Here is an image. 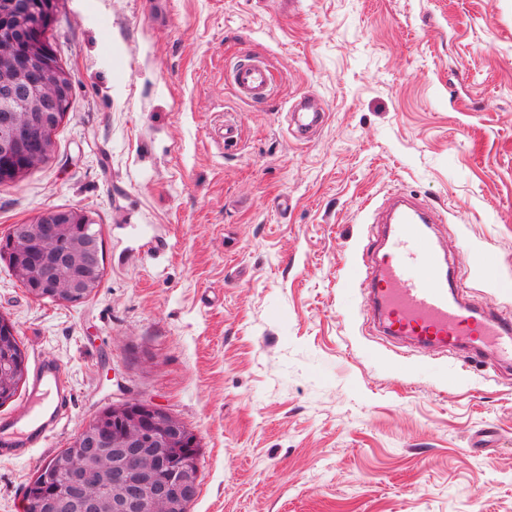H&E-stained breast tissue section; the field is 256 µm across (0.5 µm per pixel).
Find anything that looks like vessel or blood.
<instances>
[{"label": "vessel or blood", "mask_w": 512, "mask_h": 512, "mask_svg": "<svg viewBox=\"0 0 512 512\" xmlns=\"http://www.w3.org/2000/svg\"><path fill=\"white\" fill-rule=\"evenodd\" d=\"M238 95L265 105L274 89L268 66L244 55L231 68ZM288 130L301 142L326 122V110L304 95L288 109ZM380 229L363 251L352 279L367 303L379 333L414 346L476 359L494 353L502 366L512 365V314L469 302L453 262L435 237L445 223L440 210L395 191L373 215ZM31 404L0 421V447L20 455L45 442L66 410V377L58 362L37 364L30 390Z\"/></svg>", "instance_id": "vessel-or-blood-1"}]
</instances>
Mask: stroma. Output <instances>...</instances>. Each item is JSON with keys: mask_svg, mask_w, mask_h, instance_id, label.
Listing matches in <instances>:
<instances>
[{"mask_svg": "<svg viewBox=\"0 0 512 512\" xmlns=\"http://www.w3.org/2000/svg\"><path fill=\"white\" fill-rule=\"evenodd\" d=\"M49 35L71 106L0 186V238L84 209L104 275L37 300L0 259V315L73 395L47 442L0 453V512L132 397L199 440L189 512H512V370L378 336L347 276L401 189L446 214L472 302L512 313V0H59ZM243 55L274 75L266 109L227 78ZM303 94L328 113L308 143ZM288 112V130L300 142H308L326 122L325 108L321 107L311 95H303L295 100Z\"/></svg>", "mask_w": 512, "mask_h": 512, "instance_id": "stroma-1", "label": "stroma"}]
</instances>
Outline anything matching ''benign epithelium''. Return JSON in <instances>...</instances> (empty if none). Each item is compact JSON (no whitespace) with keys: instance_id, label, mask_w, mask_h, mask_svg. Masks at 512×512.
<instances>
[{"instance_id":"obj_1","label":"benign epithelium","mask_w":512,"mask_h":512,"mask_svg":"<svg viewBox=\"0 0 512 512\" xmlns=\"http://www.w3.org/2000/svg\"><path fill=\"white\" fill-rule=\"evenodd\" d=\"M20 13L29 30H42L44 18L35 3L25 0ZM28 65L26 61L19 68L39 89L37 99L16 85L0 83V154L6 157L22 151L34 136H46L65 116L47 78ZM54 236V225L43 223L39 215L12 228L0 243V255L7 258L12 247L41 241L49 255L46 265H66L73 274L64 281L36 284L31 296L74 301L97 288L102 278L97 238H76L58 251L49 241ZM82 435L90 459L71 467L64 493L33 498L27 512H186L196 495L199 470L181 456L180 449L194 448L197 441L183 422L157 405L128 399L113 407L112 414L91 420Z\"/></svg>"}]
</instances>
